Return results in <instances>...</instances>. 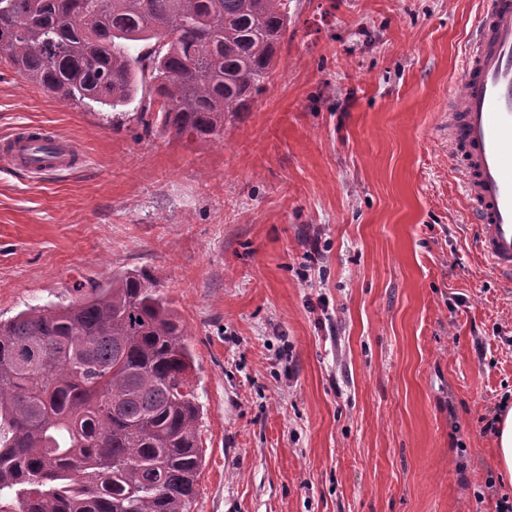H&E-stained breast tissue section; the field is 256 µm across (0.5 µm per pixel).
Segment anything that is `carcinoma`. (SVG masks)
Returning a JSON list of instances; mask_svg holds the SVG:
<instances>
[{
  "label": "carcinoma",
  "instance_id": "carcinoma-1",
  "mask_svg": "<svg viewBox=\"0 0 512 512\" xmlns=\"http://www.w3.org/2000/svg\"><path fill=\"white\" fill-rule=\"evenodd\" d=\"M291 0H0V50L56 97L224 143L266 88ZM0 320V512H192L203 462L186 326L126 272Z\"/></svg>",
  "mask_w": 512,
  "mask_h": 512
}]
</instances>
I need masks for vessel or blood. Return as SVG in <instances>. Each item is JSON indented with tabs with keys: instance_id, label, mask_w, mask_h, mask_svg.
I'll return each instance as SVG.
<instances>
[{
	"instance_id": "1",
	"label": "vessel or blood",
	"mask_w": 512,
	"mask_h": 512,
	"mask_svg": "<svg viewBox=\"0 0 512 512\" xmlns=\"http://www.w3.org/2000/svg\"><path fill=\"white\" fill-rule=\"evenodd\" d=\"M462 91L448 114V145L462 159V196L489 270L512 285V0H481L460 70ZM84 156L47 127L0 142V164L39 177Z\"/></svg>"
}]
</instances>
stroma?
<instances>
[{
	"label": "stroma",
	"instance_id": "35a3bbf8",
	"mask_svg": "<svg viewBox=\"0 0 512 512\" xmlns=\"http://www.w3.org/2000/svg\"><path fill=\"white\" fill-rule=\"evenodd\" d=\"M480 0H292L223 145L28 82L0 53V318L148 274L189 332L194 512H497L487 420L512 407V287L477 253L441 135ZM0 157L3 165L36 177L70 170L84 159L77 143L47 127H25L3 140Z\"/></svg>",
	"mask_w": 512,
	"mask_h": 512
}]
</instances>
